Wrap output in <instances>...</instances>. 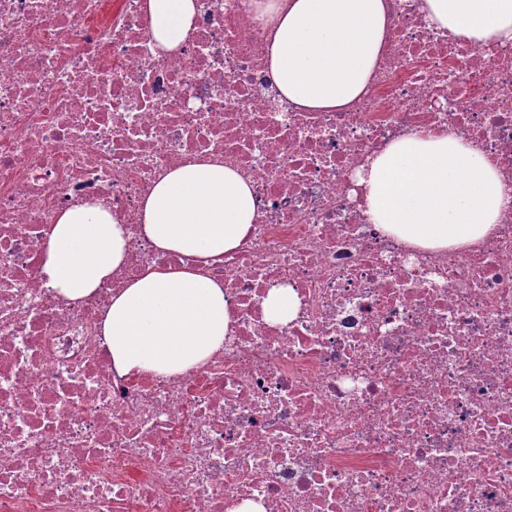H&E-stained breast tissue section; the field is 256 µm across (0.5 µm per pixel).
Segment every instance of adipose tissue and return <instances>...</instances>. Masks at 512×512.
Instances as JSON below:
<instances>
[{
	"label": "adipose tissue",
	"instance_id": "ef3b65f1",
	"mask_svg": "<svg viewBox=\"0 0 512 512\" xmlns=\"http://www.w3.org/2000/svg\"><path fill=\"white\" fill-rule=\"evenodd\" d=\"M276 31L270 67L283 98L313 111L348 106L366 89L383 42V0H260ZM432 26L476 45L512 43V0H424ZM154 36L168 50L195 30L196 0H147ZM376 227L433 251L469 246L497 223L496 167L448 137L403 138L356 175ZM251 185L221 161L168 172L144 203L142 232L159 250L202 260L235 250L255 218ZM128 234L102 202L63 210L48 232L43 274L78 302L126 258ZM230 323L224 286L201 268L146 270L108 307L101 324L122 374L176 375L203 365Z\"/></svg>",
	"mask_w": 512,
	"mask_h": 512
}]
</instances>
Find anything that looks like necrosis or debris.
Returning a JSON list of instances; mask_svg holds the SVG:
<instances>
[{"label":"necrosis or debris","mask_w":512,"mask_h":512,"mask_svg":"<svg viewBox=\"0 0 512 512\" xmlns=\"http://www.w3.org/2000/svg\"><path fill=\"white\" fill-rule=\"evenodd\" d=\"M365 92L284 100L256 0H197L156 41L146 0H0V512H512V44L383 0ZM451 135L496 166L493 231L462 250L378 231L356 184L401 138ZM213 158L256 215L208 261L231 320L174 376L122 375L101 333L149 266L190 264L140 229L154 184ZM101 201L126 260L79 302L46 285L49 224ZM292 319H266L271 289ZM295 314V302L292 293L286 288H274L265 301V315L274 323L287 322Z\"/></svg>","instance_id":"1"}]
</instances>
